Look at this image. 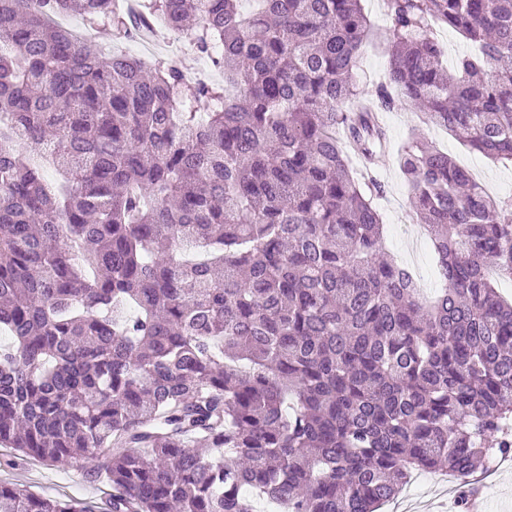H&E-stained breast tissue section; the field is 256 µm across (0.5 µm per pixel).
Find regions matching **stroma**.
Returning <instances> with one entry per match:
<instances>
[{
  "label": "stroma",
  "mask_w": 512,
  "mask_h": 512,
  "mask_svg": "<svg viewBox=\"0 0 512 512\" xmlns=\"http://www.w3.org/2000/svg\"><path fill=\"white\" fill-rule=\"evenodd\" d=\"M362 7L378 34L374 43L367 47L358 70L357 82L364 95H371L377 82L387 72V31L389 21L384 0H362ZM62 24L78 31H91L93 38L106 51L125 54L151 64L168 60L171 53H178V65L186 78L195 74L206 75L208 82H223V74L207 57L194 54L185 45L182 34L172 33L157 47H148L145 39L119 38L111 23H102L99 29L89 30L82 15L72 13L63 16ZM382 119L387 131L383 149L378 150L376 176L383 187L377 198V206L387 228V246L399 262L414 260L417 282L426 296H434L444 282L439 274L437 261L430 244H422L417 254H410L409 241L416 226L412 205V192L398 166L397 156L414 129H421L426 139L447 152L465 169L481 173L489 193L496 199L512 202V163L495 162L460 144L446 129L422 125L419 113L413 109H395L384 112ZM6 455L0 454V481L36 493L81 502L105 503L110 491L103 483H94L84 473L75 471L71 464L62 461L53 465L41 462H25L16 467L6 464ZM402 496L411 498L419 512H464L457 498L456 483L441 482L438 474L414 472L410 482L403 487Z\"/></svg>",
  "instance_id": "obj_1"
}]
</instances>
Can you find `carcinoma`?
Segmentation results:
<instances>
[{"mask_svg":"<svg viewBox=\"0 0 512 512\" xmlns=\"http://www.w3.org/2000/svg\"><path fill=\"white\" fill-rule=\"evenodd\" d=\"M240 2L0 0V447L79 466L109 512H376L441 468L464 503L512 454V302L488 277L512 278V203L410 138L446 282L426 300L349 151L409 106L512 162V0H385L368 103L361 0ZM76 11L222 48L224 87L105 52L56 22ZM433 23L477 46L452 74ZM0 512L94 506L0 482ZM362 7L378 33V38L367 47L360 61L357 82L365 96H370L377 82L382 80L387 72V31L389 21L383 0H362Z\"/></svg>","mask_w":512,"mask_h":512,"instance_id":"1","label":"carcinoma"}]
</instances>
